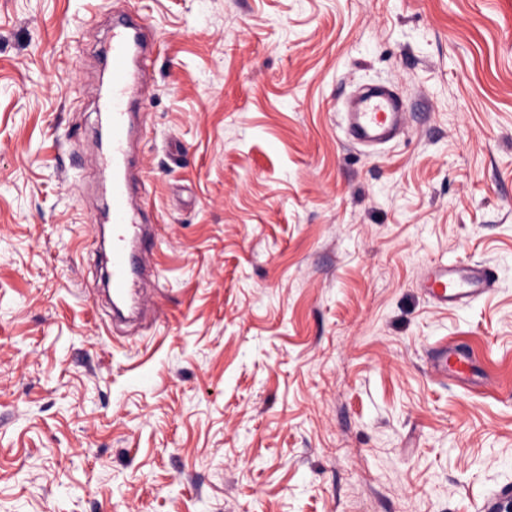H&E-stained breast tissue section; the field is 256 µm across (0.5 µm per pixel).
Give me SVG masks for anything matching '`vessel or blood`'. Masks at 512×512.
Segmentation results:
<instances>
[{
    "instance_id": "b4317fda",
    "label": "vessel or blood",
    "mask_w": 512,
    "mask_h": 512,
    "mask_svg": "<svg viewBox=\"0 0 512 512\" xmlns=\"http://www.w3.org/2000/svg\"><path fill=\"white\" fill-rule=\"evenodd\" d=\"M146 23L113 25L106 62L110 88L100 109L111 118L112 149V252L108 283L114 304L135 310L137 283L134 263L137 253L153 249L154 235L142 225L132 223L135 196L128 179L129 151L133 128L129 118L131 103L144 84L147 65L139 56L145 51ZM406 105L400 95L387 86H372L359 93L342 114L343 128L353 144L375 145L391 141L403 127ZM421 285L428 298L440 306L465 307L489 293L496 285L492 267L480 263L444 264L426 270ZM432 366L442 374L471 380L476 369L471 355L441 345L432 352Z\"/></svg>"
}]
</instances>
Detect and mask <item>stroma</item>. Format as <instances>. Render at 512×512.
<instances>
[{
	"label": "stroma",
	"mask_w": 512,
	"mask_h": 512,
	"mask_svg": "<svg viewBox=\"0 0 512 512\" xmlns=\"http://www.w3.org/2000/svg\"><path fill=\"white\" fill-rule=\"evenodd\" d=\"M156 50L143 315L94 290L102 48ZM394 85L375 150L339 108ZM495 288L433 305L432 265ZM462 348L472 385L434 373ZM512 486V0H0V512H482ZM432 366L442 374L452 375L464 381H470L476 369L472 356L454 347L443 344L432 351Z\"/></svg>",
	"instance_id": "obj_1"
}]
</instances>
